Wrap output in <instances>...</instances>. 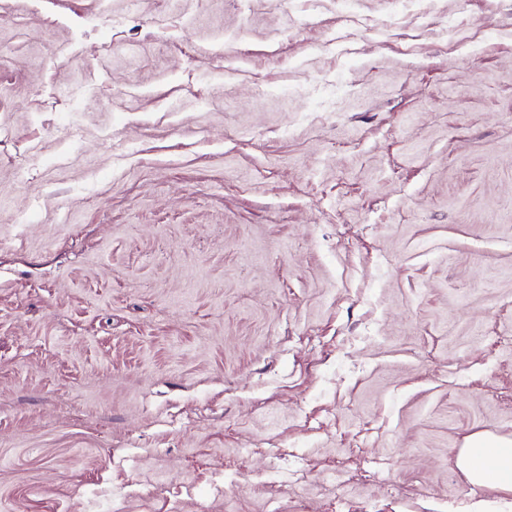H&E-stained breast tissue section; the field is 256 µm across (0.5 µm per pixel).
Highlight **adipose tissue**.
<instances>
[{"mask_svg": "<svg viewBox=\"0 0 512 512\" xmlns=\"http://www.w3.org/2000/svg\"><path fill=\"white\" fill-rule=\"evenodd\" d=\"M483 455L493 461L491 468L475 465L476 456ZM457 465L476 485L494 479L498 488L512 492V439L493 434H475L468 437L457 458Z\"/></svg>", "mask_w": 512, "mask_h": 512, "instance_id": "ef3b65f1", "label": "adipose tissue"}]
</instances>
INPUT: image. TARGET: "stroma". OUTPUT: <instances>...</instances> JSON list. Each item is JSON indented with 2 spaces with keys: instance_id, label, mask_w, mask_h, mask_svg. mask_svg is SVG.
<instances>
[{
  "instance_id": "obj_1",
  "label": "stroma",
  "mask_w": 512,
  "mask_h": 512,
  "mask_svg": "<svg viewBox=\"0 0 512 512\" xmlns=\"http://www.w3.org/2000/svg\"><path fill=\"white\" fill-rule=\"evenodd\" d=\"M482 432L512 0H0V512H512ZM475 454L491 458L494 464L490 469H482L488 461L486 457H478L476 462L481 466L475 465ZM457 466L475 485L484 484L491 473L498 488L512 492V439L488 433L474 434L465 440Z\"/></svg>"
}]
</instances>
